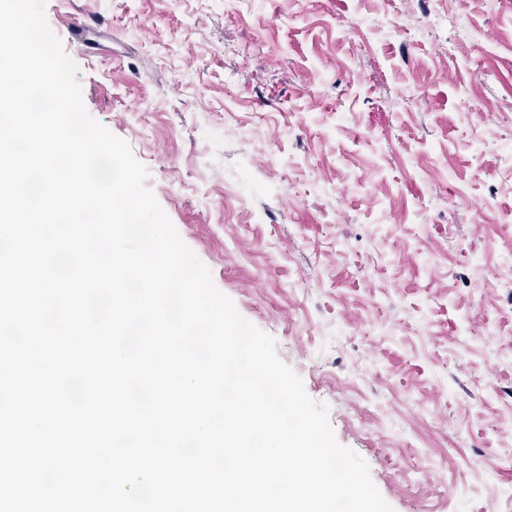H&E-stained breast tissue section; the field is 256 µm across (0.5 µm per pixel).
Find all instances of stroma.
Instances as JSON below:
<instances>
[{
  "label": "stroma",
  "mask_w": 512,
  "mask_h": 512,
  "mask_svg": "<svg viewBox=\"0 0 512 512\" xmlns=\"http://www.w3.org/2000/svg\"><path fill=\"white\" fill-rule=\"evenodd\" d=\"M46 18L88 113L394 512H512V0Z\"/></svg>",
  "instance_id": "stroma-1"
}]
</instances>
